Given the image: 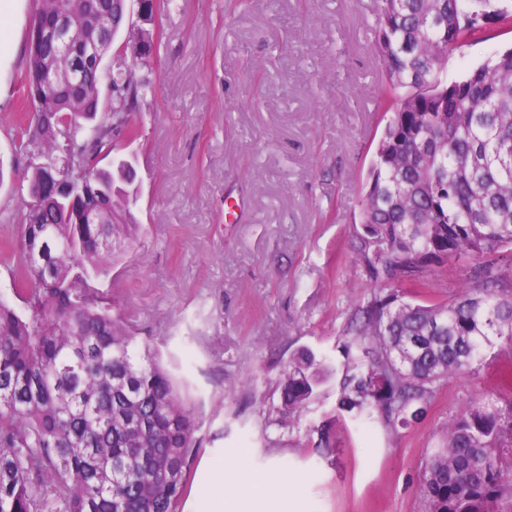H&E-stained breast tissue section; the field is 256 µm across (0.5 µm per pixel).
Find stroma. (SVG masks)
Wrapping results in <instances>:
<instances>
[{"instance_id": "stroma-1", "label": "stroma", "mask_w": 512, "mask_h": 512, "mask_svg": "<svg viewBox=\"0 0 512 512\" xmlns=\"http://www.w3.org/2000/svg\"><path fill=\"white\" fill-rule=\"evenodd\" d=\"M38 0L5 17L0 49V298L11 301L31 164L17 77ZM376 0H173L134 113L141 230L101 289L135 336L184 383L199 414L192 481L214 455L256 474L300 476L314 512H423L420 466L462 406L512 405V346L441 382L409 425L352 419L339 405L346 328L375 292L356 247L360 200L386 124L373 51ZM512 32L448 53L456 81ZM305 349L332 374L281 422L282 372Z\"/></svg>"}]
</instances>
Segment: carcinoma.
<instances>
[{"label": "carcinoma", "mask_w": 512, "mask_h": 512, "mask_svg": "<svg viewBox=\"0 0 512 512\" xmlns=\"http://www.w3.org/2000/svg\"><path fill=\"white\" fill-rule=\"evenodd\" d=\"M122 0H38L22 83L34 121L18 147L39 159L14 277L17 309L0 301V512H177L199 448L198 416L169 371L140 347L97 290L138 225L115 140L139 136L131 114L158 48L135 27L121 50L99 19ZM74 32L57 52L53 32ZM512 30V0H378L373 46L389 114L361 201L356 250L389 288L356 311L341 407L360 421L407 424L450 375L512 345V47L448 84V50ZM88 43L102 48L89 60ZM54 74L46 81L42 71ZM107 98H102V90ZM70 186L62 202L57 176ZM95 213L98 224L81 223ZM477 266L441 303L392 288L427 286L435 267ZM326 378L308 351L284 373L281 414L303 411ZM512 410L472 402L451 417L422 465L426 512H512Z\"/></svg>", "instance_id": "1"}]
</instances>
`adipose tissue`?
<instances>
[{"instance_id":"obj_1","label":"adipose tissue","mask_w":512,"mask_h":512,"mask_svg":"<svg viewBox=\"0 0 512 512\" xmlns=\"http://www.w3.org/2000/svg\"><path fill=\"white\" fill-rule=\"evenodd\" d=\"M249 477L245 462L224 468L207 464L202 473L192 512H260L265 503L257 496H241L239 487Z\"/></svg>"}]
</instances>
